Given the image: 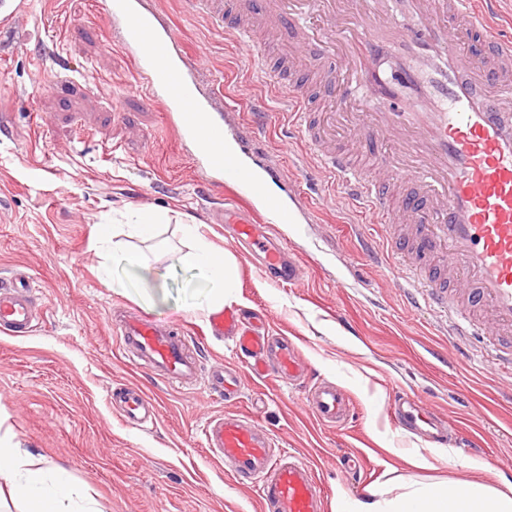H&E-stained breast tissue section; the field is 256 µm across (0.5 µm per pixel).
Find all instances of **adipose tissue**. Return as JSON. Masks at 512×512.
Wrapping results in <instances>:
<instances>
[{
	"instance_id": "ef3b65f1",
	"label": "adipose tissue",
	"mask_w": 512,
	"mask_h": 512,
	"mask_svg": "<svg viewBox=\"0 0 512 512\" xmlns=\"http://www.w3.org/2000/svg\"><path fill=\"white\" fill-rule=\"evenodd\" d=\"M166 216L142 210L129 226L101 224L97 243L105 261L111 264L138 266L142 256L138 243H148L159 235ZM183 235L190 239L189 248L181 252L182 266L196 270L204 280L208 306H223L229 288L235 285L234 258L217 254L200 234L198 225L185 224ZM11 473L12 494L24 506V512H64V502L71 500L74 489L60 474L50 475L42 458L18 448H0V469ZM336 512H512V495L476 480H453L448 484L428 485L401 493L391 499L362 502L345 494L336 498Z\"/></svg>"
}]
</instances>
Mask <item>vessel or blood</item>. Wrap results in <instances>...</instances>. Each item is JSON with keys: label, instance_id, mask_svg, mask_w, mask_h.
Segmentation results:
<instances>
[{"label": "vessel or blood", "instance_id": "obj_1", "mask_svg": "<svg viewBox=\"0 0 512 512\" xmlns=\"http://www.w3.org/2000/svg\"><path fill=\"white\" fill-rule=\"evenodd\" d=\"M216 24L237 15L239 42L251 45V69L279 77L276 59L306 47V80L323 88L325 112L305 125L306 143L368 224L386 242L390 276L417 288L424 302L447 310L450 344L467 336L488 341L491 368L512 375V39L502 36L500 0H189ZM109 22L150 99L160 100L181 144L192 145L207 185L233 184L238 205L214 211L246 249L260 253L266 279L296 281L301 273L284 247L263 230L297 223L302 199L273 191L279 169L225 167L224 112L202 92L169 24L151 0H104ZM306 80L289 77L281 96L295 117L306 113ZM344 147H333L335 137ZM0 329L23 336L36 329L25 286L0 289ZM208 333L229 336L254 374H276L305 386L314 415L339 424L350 398L311 371L294 342L271 336L266 318L223 309ZM119 348L162 381L189 382L200 366L180 328L130 314L116 329ZM212 388L240 399L241 378L224 371ZM120 409L133 425L152 421L154 406L139 389H122ZM392 414L404 429L426 431L431 445L446 435L437 415L405 393ZM204 446L227 465L236 484L255 489L261 512H326L311 466L277 448L273 435L238 412L210 417Z\"/></svg>", "mask_w": 512, "mask_h": 512}]
</instances>
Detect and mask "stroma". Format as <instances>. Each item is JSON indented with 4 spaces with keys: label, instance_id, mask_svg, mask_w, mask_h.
<instances>
[{
    "label": "stroma",
    "instance_id": "stroma-1",
    "mask_svg": "<svg viewBox=\"0 0 512 512\" xmlns=\"http://www.w3.org/2000/svg\"><path fill=\"white\" fill-rule=\"evenodd\" d=\"M157 7L199 65L202 89L232 105L227 138L256 163L280 167L289 193L316 212L317 222L274 227L302 278L268 285L249 251L211 223V210L235 199L202 182L161 105L138 87L103 0H30L28 15L0 30V282H31L40 323L30 336L0 331V443L66 469L98 512H260L255 491L235 486L201 441L204 422L227 410L249 412L304 456L329 512L341 492L389 498L403 485L451 479L504 489L512 482V377L494 374L478 343L457 352L443 314L411 308L404 285L365 258V228L342 194H317L322 173L285 146L278 91L245 68L246 46L185 0ZM139 210L170 218L146 267L105 272L96 225L127 223ZM186 222L237 261L228 307L265 314L270 335L293 339L316 380L350 396L345 422L323 424L302 386L254 376L230 339L203 336L206 290L177 261L189 245ZM115 275L124 287H113ZM126 310L184 325L201 369L195 384L162 382L122 354L113 320ZM226 367L244 381L231 403L207 386ZM123 385L154 402L153 425L130 427L113 409L110 394ZM397 391L445 420V447L394 423ZM463 437L475 448L459 447ZM416 451L429 467L411 464Z\"/></svg>",
    "mask_w": 512,
    "mask_h": 512
}]
</instances>
